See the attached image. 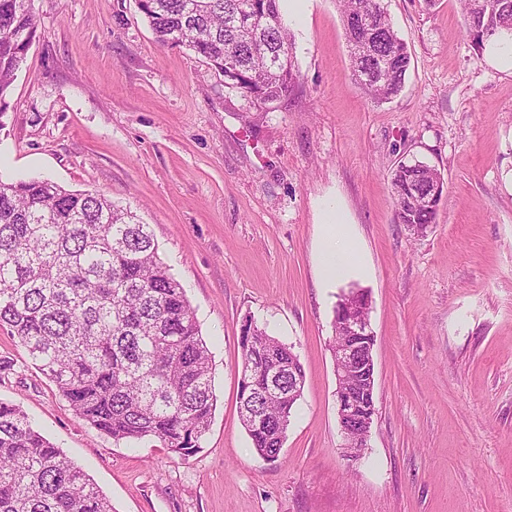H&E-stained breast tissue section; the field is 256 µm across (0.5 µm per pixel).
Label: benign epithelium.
Wrapping results in <instances>:
<instances>
[{"label":"benign epithelium","instance_id":"7a95c632","mask_svg":"<svg viewBox=\"0 0 512 512\" xmlns=\"http://www.w3.org/2000/svg\"><path fill=\"white\" fill-rule=\"evenodd\" d=\"M336 335L348 341L333 349V356L340 368L336 377V414L343 436L345 457L355 463L367 447L373 415L356 410L354 397L344 392L345 372L353 369L362 378V391L371 393L375 388L374 345L366 342L373 336L370 321L354 315L336 318Z\"/></svg>","mask_w":512,"mask_h":512}]
</instances>
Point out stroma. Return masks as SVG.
<instances>
[{
  "mask_svg": "<svg viewBox=\"0 0 512 512\" xmlns=\"http://www.w3.org/2000/svg\"><path fill=\"white\" fill-rule=\"evenodd\" d=\"M37 38L0 122V179L104 194L150 225L212 353L217 406L188 459L80 420L0 327V399L20 405L114 512H512V68L475 52L457 0H388L411 54L402 92L352 75L336 0L294 30L292 94L258 105L137 0H31ZM441 171L435 224L397 223L391 177ZM359 263L319 274L322 210ZM371 300L377 412L343 455L329 346L342 292ZM292 344L303 393L278 461L238 418L245 317Z\"/></svg>",
  "mask_w": 512,
  "mask_h": 512,
  "instance_id": "obj_1",
  "label": "stroma"
}]
</instances>
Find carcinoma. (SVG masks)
<instances>
[{"label": "carcinoma", "instance_id": "obj_1", "mask_svg": "<svg viewBox=\"0 0 512 512\" xmlns=\"http://www.w3.org/2000/svg\"><path fill=\"white\" fill-rule=\"evenodd\" d=\"M356 81L379 102L403 89L410 54L384 0H338ZM138 0L158 43L186 47L262 105L288 96L297 72L278 0ZM475 51L512 41V0H464ZM37 35L29 0H0V118ZM400 224L436 223L444 179L424 162L391 181ZM0 326L87 424L187 458L201 449L217 398L212 355L150 225L109 198L45 178L0 181ZM239 419L257 454L278 460L294 399L290 344L248 318ZM282 393L270 394L271 382ZM0 512H113L98 486L0 400Z\"/></svg>", "mask_w": 512, "mask_h": 512}]
</instances>
